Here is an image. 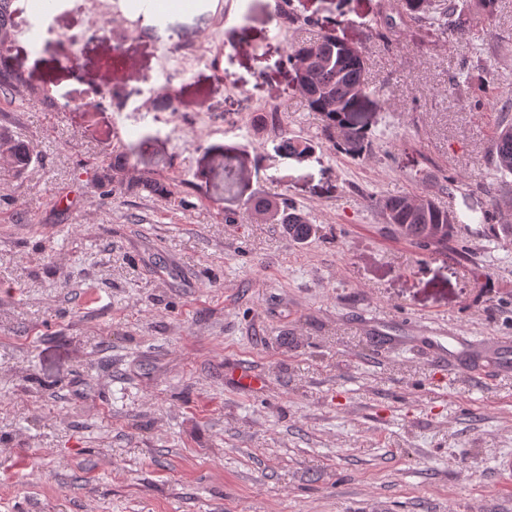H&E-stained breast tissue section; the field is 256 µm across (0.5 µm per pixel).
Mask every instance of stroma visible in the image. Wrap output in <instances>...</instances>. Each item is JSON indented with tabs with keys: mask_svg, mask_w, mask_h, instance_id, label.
Returning a JSON list of instances; mask_svg holds the SVG:
<instances>
[{
	"mask_svg": "<svg viewBox=\"0 0 512 512\" xmlns=\"http://www.w3.org/2000/svg\"><path fill=\"white\" fill-rule=\"evenodd\" d=\"M386 4L198 0L160 30L138 0H103L102 37L88 0H54L36 40L14 0V62L43 96L0 99L38 156L0 163V512H512L495 468L512 370L485 378L403 336L512 340V175L492 162L512 123V0L467 35L388 47ZM287 11L364 46L368 156L322 140L282 64L306 36ZM181 45L209 58L174 111L146 114L145 80ZM283 129L311 150L280 151ZM118 153L126 190L106 199L87 166ZM148 173L166 193L139 190ZM425 194L456 218L447 247L375 204ZM279 196L312 237L252 216ZM244 365L260 388L237 384Z\"/></svg>",
	"mask_w": 512,
	"mask_h": 512,
	"instance_id": "obj_1",
	"label": "stroma"
}]
</instances>
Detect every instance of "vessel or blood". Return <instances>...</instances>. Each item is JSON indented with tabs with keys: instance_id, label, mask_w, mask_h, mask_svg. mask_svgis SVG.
I'll list each match as a JSON object with an SVG mask.
<instances>
[{
	"instance_id": "vessel-or-blood-1",
	"label": "vessel or blood",
	"mask_w": 512,
	"mask_h": 512,
	"mask_svg": "<svg viewBox=\"0 0 512 512\" xmlns=\"http://www.w3.org/2000/svg\"><path fill=\"white\" fill-rule=\"evenodd\" d=\"M411 332L416 345L430 358L442 359L450 355L458 359L480 360L496 370L512 368V343L510 342L477 341L462 335L445 339L436 331L416 326L412 327Z\"/></svg>"
}]
</instances>
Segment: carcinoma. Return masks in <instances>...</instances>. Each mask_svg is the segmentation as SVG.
I'll return each mask as SVG.
<instances>
[{
	"label": "carcinoma",
	"mask_w": 512,
	"mask_h": 512,
	"mask_svg": "<svg viewBox=\"0 0 512 512\" xmlns=\"http://www.w3.org/2000/svg\"><path fill=\"white\" fill-rule=\"evenodd\" d=\"M386 15V31L381 38L386 43L400 33V26L414 25L418 34H425L438 25L455 33H464L471 26L466 14L457 12L454 0H396L389 5ZM299 26L316 32L312 39L299 41L290 46L284 57L287 66L303 68V80L298 82L309 111L321 117V132L333 149L353 157H363L371 152V142L366 135V124L359 121L369 104L365 50L349 45L338 38L334 30L312 17L288 15ZM0 95L39 96L24 73L17 68L11 54L0 52ZM0 137L9 141L14 153V169L20 173L33 161L28 145L10 138L9 131L0 127ZM280 149L289 155H301L310 150V144L284 132ZM492 160L498 172L512 174V126L503 128L495 139ZM124 156L117 154L112 163L102 169L103 196L111 198L122 190L121 176ZM386 223L393 225L405 237L428 247H448V235L456 218L439 208L434 201L417 209L401 196L375 199ZM251 209L272 224H281L289 240L300 243L314 233L307 217L289 204L286 199L262 200Z\"/></svg>",
	"instance_id": "cac0c4a2"
}]
</instances>
